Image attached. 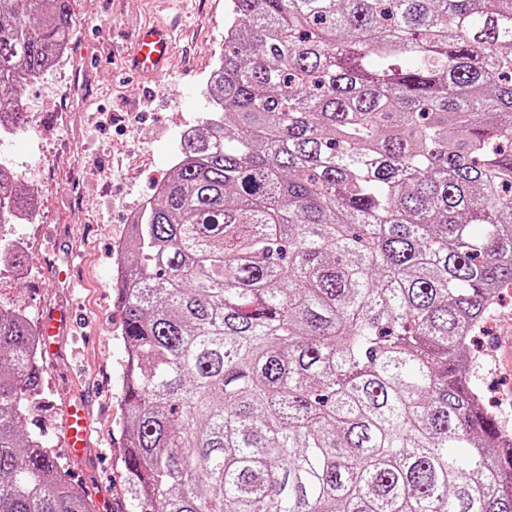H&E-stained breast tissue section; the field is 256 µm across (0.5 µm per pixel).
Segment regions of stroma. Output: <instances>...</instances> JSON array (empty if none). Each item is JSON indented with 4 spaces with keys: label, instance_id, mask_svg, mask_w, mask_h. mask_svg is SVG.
<instances>
[{
    "label": "stroma",
    "instance_id": "35a3bbf8",
    "mask_svg": "<svg viewBox=\"0 0 512 512\" xmlns=\"http://www.w3.org/2000/svg\"><path fill=\"white\" fill-rule=\"evenodd\" d=\"M228 0H72L75 31L64 70L19 87L22 111L37 117L33 137L0 134L7 166L33 168L35 216L15 222L30 240L22 270L0 271V303L22 306L30 322L61 310L74 317L44 355L43 399L34 412L67 477L94 512H127L121 492L120 429L126 358L115 300L116 256L132 212L153 198L175 164L179 129L208 109L205 82L224 49ZM174 22L167 74L127 69L141 28ZM477 383L491 406L512 414V364L492 348L512 338V288L490 315ZM86 411L90 443L81 458L65 446L68 413Z\"/></svg>",
    "mask_w": 512,
    "mask_h": 512
}]
</instances>
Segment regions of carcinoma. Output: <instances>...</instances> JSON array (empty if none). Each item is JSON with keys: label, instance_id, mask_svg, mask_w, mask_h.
I'll use <instances>...</instances> for the list:
<instances>
[{"label": "carcinoma", "instance_id": "cac0c4a2", "mask_svg": "<svg viewBox=\"0 0 512 512\" xmlns=\"http://www.w3.org/2000/svg\"><path fill=\"white\" fill-rule=\"evenodd\" d=\"M72 36L0 0V132ZM206 93L116 279L132 512H512L468 352L512 286V0H230ZM33 203L0 167V229ZM39 346L0 306V512H93Z\"/></svg>", "mask_w": 512, "mask_h": 512}]
</instances>
